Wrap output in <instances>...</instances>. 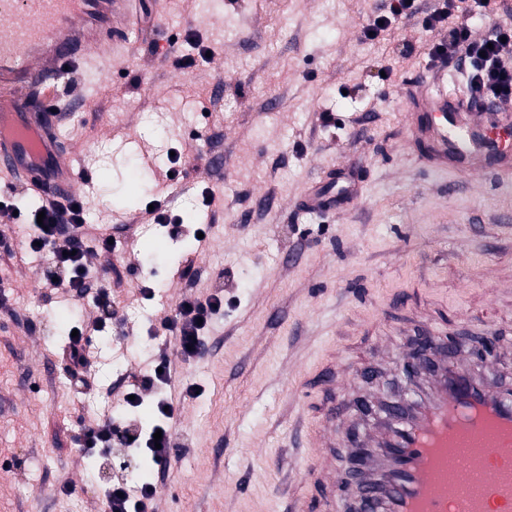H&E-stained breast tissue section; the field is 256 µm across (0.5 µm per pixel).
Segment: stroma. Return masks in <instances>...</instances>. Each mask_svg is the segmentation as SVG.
Segmentation results:
<instances>
[{
	"mask_svg": "<svg viewBox=\"0 0 512 512\" xmlns=\"http://www.w3.org/2000/svg\"><path fill=\"white\" fill-rule=\"evenodd\" d=\"M147 6L151 23L132 32L133 49L108 76L60 78L59 133L90 177L82 191L92 228L136 223L152 199L140 158L181 153L177 180L162 189L166 212L206 226L195 293L222 290L224 311L206 353L183 363L158 320L182 299L173 274L191 240L146 225L134 251L148 262L155 297L121 286L123 321L96 337L99 389L78 397L61 351L91 300L67 307L40 288L42 258L0 252V512H99L103 487L121 473L80 456L77 418L106 405L118 373L140 372L143 350L170 360L172 394L185 378L199 389L172 422L179 460L152 472L156 512H296L315 453L306 428L324 415L318 369L332 361L345 371L336 426L371 445L382 408L426 391V375L403 372L420 321L454 337L449 361L512 397V187L454 186L420 163L404 138L397 86L428 58L419 46L398 53L402 28L362 37L379 0ZM197 47L209 57L181 67ZM324 111L335 125L319 126ZM213 154L223 168H209ZM352 161L363 212L297 211L313 170ZM486 336L490 359L472 356ZM40 487L48 496L36 498Z\"/></svg>",
	"mask_w": 512,
	"mask_h": 512,
	"instance_id": "obj_1",
	"label": "stroma"
}]
</instances>
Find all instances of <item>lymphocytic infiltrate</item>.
<instances>
[{"instance_id":"obj_1","label":"lymphocytic infiltrate","mask_w":512,"mask_h":512,"mask_svg":"<svg viewBox=\"0 0 512 512\" xmlns=\"http://www.w3.org/2000/svg\"><path fill=\"white\" fill-rule=\"evenodd\" d=\"M486 4V0H428L419 6L416 0H387L384 9L369 17L362 27L363 34L384 37L400 25L417 21L418 41L426 49L429 60L439 58L459 59L465 66L468 88L472 95L512 97V27H502L487 32L473 24L472 18ZM86 205L83 198L65 201L45 200L41 209L44 219L28 215L25 221L27 234L22 248L43 253L48 258L43 272L42 286L62 294L90 298L93 303L89 324L78 325V334L69 341L65 354L76 387L89 389L95 384V354L86 342L88 331L100 332L111 325L116 313V299L109 280L91 277L102 255L113 250L108 235L96 237L94 242L79 236L78 230L85 224ZM203 240H196L193 250L187 251L183 266L177 272L178 280L184 281L190 292L186 294L174 313L161 317L159 324L173 336L183 360L200 358L206 350V330L212 318L224 309V296L215 293L207 297L192 294L196 284L193 273L197 249L203 248ZM157 371L134 378L127 396L121 397V406H129L131 400H143L151 395L163 410L161 439L143 433L134 424L118 420L112 413L88 418L82 424L77 438L79 447L86 454L105 458L111 455L117 435H125L128 452L139 447L150 449L157 465L169 467L177 440L171 433L170 422L178 406L165 393L172 379V370L166 358H159ZM158 495L154 483L136 484L125 480L110 482L101 500L106 512H150Z\"/></svg>"}]
</instances>
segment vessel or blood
I'll use <instances>...</instances> for the list:
<instances>
[{
    "mask_svg": "<svg viewBox=\"0 0 512 512\" xmlns=\"http://www.w3.org/2000/svg\"><path fill=\"white\" fill-rule=\"evenodd\" d=\"M134 0H0V76L20 91L17 103L0 110V170L40 183L50 198L76 194L82 179L74 153L57 146L49 125L55 116L34 99L37 87L65 69L111 64V52L129 44L138 25ZM447 67L433 66L403 83L405 132L423 147L434 173L467 181L494 177L512 185V100H488L448 89ZM363 186L350 168L306 181L300 198L307 213L336 215L361 207ZM424 365L429 392L415 405L388 407L378 453L357 476L364 512H512V404L450 365L438 337L426 351L408 356ZM491 429L475 458L453 480L442 474L449 446L466 431ZM317 454L308 477L327 467L335 431L310 427Z\"/></svg>",
    "mask_w": 512,
    "mask_h": 512,
    "instance_id": "b4317fda",
    "label": "vessel or blood"
}]
</instances>
